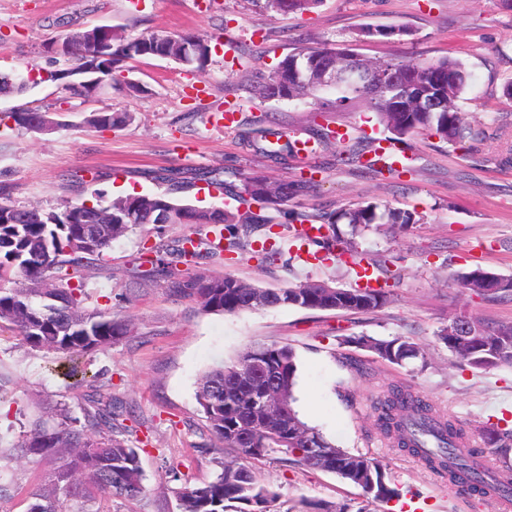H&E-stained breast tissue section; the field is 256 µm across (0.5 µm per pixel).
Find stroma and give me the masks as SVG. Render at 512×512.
Segmentation results:
<instances>
[{
  "label": "stroma",
  "instance_id": "stroma-1",
  "mask_svg": "<svg viewBox=\"0 0 512 512\" xmlns=\"http://www.w3.org/2000/svg\"><path fill=\"white\" fill-rule=\"evenodd\" d=\"M112 26L135 38L157 29L209 37L212 55L204 71L189 73L172 60L144 57L129 62L120 84L83 98L48 79V46L75 29ZM405 26L406 35H366V28ZM323 44L349 47L363 59L462 62L469 84L458 102L473 132L464 147L420 131L406 137L410 169L375 176L340 164L337 145L279 164L255 155L242 141L252 125L285 133L311 132L314 125L350 131L348 144L365 148L387 132L375 113L354 105L315 110L306 99L263 98L252 83L283 57ZM40 71L37 84L21 95L0 94V189L20 206L59 207L63 201L93 199L95 191L117 198L132 192H163L144 178L159 168L221 170L236 183L259 174L271 182L314 175L316 186L300 204L329 212L360 203L420 215L407 226L373 224L358 230L339 223L345 238L381 266L399 272L388 281L387 303L372 312L307 310L277 306L239 314L199 312L192 297L164 284L130 277L142 246L208 229L172 224L113 241L89 279V306L131 316L133 334L112 347L75 360L31 349L14 331H0V441L18 444L45 407L62 404L80 415L88 392L75 385L70 369L100 373L125 410L124 437L139 448L145 492L135 502L113 501L112 512H179L184 484L211 480L220 462L236 454L215 447L196 400L201 375L228 364L249 343L292 346L298 359L295 394L304 421L337 445L379 459L400 499H368L338 475L276 459L254 462L257 480L281 494L278 512H313L322 502L346 512H502L497 499L480 501L449 488L447 478L416 455L396 448L377 425L372 399L388 383L406 386L471 442L491 423L512 426V367L483 371L461 364L439 340L440 329L467 315L488 324L512 323V299L483 298L460 288L456 273L482 268L512 278V10L491 0H320L312 12H266L262 0H0V68ZM140 92L125 89V81ZM238 124L224 128L216 116L226 103ZM37 109L65 121L62 129L33 132L19 127L15 112ZM109 109L129 116L126 124L101 130L90 113ZM288 201V208H295ZM251 235L252 247L235 254L183 265L184 274L230 275L265 288H289L326 281L352 288L356 276L327 261L302 262L289 224ZM389 339L408 336L422 356L406 365L388 364L374 353L345 344L348 336ZM357 358L361 371L344 366ZM177 464L183 481L172 480ZM48 468L24 462L0 463V512H26L29 491L45 481Z\"/></svg>",
  "mask_w": 512,
  "mask_h": 512
}]
</instances>
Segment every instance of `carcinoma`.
Returning a JSON list of instances; mask_svg holds the SVG:
<instances>
[{"label":"carcinoma","instance_id":"1","mask_svg":"<svg viewBox=\"0 0 512 512\" xmlns=\"http://www.w3.org/2000/svg\"><path fill=\"white\" fill-rule=\"evenodd\" d=\"M320 0H264L268 12H310ZM68 47L61 53L62 67L50 72V78L63 83V88L79 96H89L116 80L129 60L141 57H164L179 65L202 71L211 56L210 40L204 36L173 35L156 30L138 38H127L113 29L97 26L72 32ZM392 66L404 84L393 97L381 100L356 83L344 84L328 106L343 110L365 103L376 112L391 137L387 142H400L420 130L429 131L446 142L464 139L466 126L457 101L466 90L469 74L458 60L445 57L429 63L393 60ZM375 62L364 61L348 47H311L284 57L255 85L266 98H307L322 87L319 72L336 68L369 69ZM432 83V94L442 98L446 107L438 112H418L412 102L421 85ZM28 82L16 81L12 74L0 72V93H22ZM15 123L27 130L41 131L46 126H61L46 112L27 109L14 113ZM126 118L110 110L92 113L87 123L95 128L116 127ZM282 140V134L269 128L242 133V140L257 155L286 162L298 151L290 139L272 145L268 137ZM386 148L366 152L350 150L341 161L374 173L392 168L387 163ZM146 177L168 185L175 191L191 178L224 191L238 202L233 210L200 208L174 201L169 194L127 195L112 200L102 190L94 191L95 203L86 200L65 201L59 210L39 206H17L0 202V324L15 330L23 341L36 350H46L70 357L91 356L120 341L132 331V320L116 317L106 309L87 306L88 275L97 266L112 241L134 233L148 224L162 230L166 224H195L213 228L215 239L198 240L192 252L185 242L174 239L147 248L152 253L151 268L136 269L132 276L143 282H161L174 294H186L205 313L237 314L251 311L246 297L263 287L245 283L229 275L222 277L198 274L183 277L178 265L186 256L209 260L224 250L231 252L237 242L221 247L224 227L236 226L247 236L259 227L276 224L262 211L274 209L290 198L310 194L313 181L295 180L275 184L261 176H246L239 184H226L214 169H198L192 176L176 168L145 172ZM344 220L352 228L371 224H415L421 217L408 211L381 207L369 202L339 212L313 215L304 209L289 213V223L311 225L318 230L315 237L296 233L305 245H315L310 253L316 260L347 257L351 266H360L365 257L355 247L339 239L334 224ZM488 271L476 268L456 276L460 287L476 295L512 296V285L494 291H482L480 282ZM268 307L293 306L308 310L375 311L387 302L389 292L371 284L357 288H337L327 282H304L279 290L266 289ZM375 353L383 361L402 366L418 357L414 342L402 336L377 339L353 336L344 340ZM265 361L288 388V412L275 427L263 425L254 415L250 402L240 396L246 389H259L262 378L240 382L226 373L234 368L246 371L256 360ZM461 359L477 370L503 365L512 366V324L480 325L471 336L469 348ZM295 350L289 345L251 343L230 365L207 371L199 380L196 398L205 415L216 445L237 453L234 463L219 462L220 472L209 482L187 487L179 494L181 512H273L280 493L259 483L252 461L280 456L285 463L299 464L338 475L360 487L365 495L387 503L401 497L392 485L385 467L374 457L351 453L336 446L320 430L307 425L296 409L294 389L298 379ZM91 394L81 410L83 418L59 409L60 421L53 427L38 417L31 422L25 439L11 448H0V460L27 459L51 461L50 480L30 492L26 512H110L109 501L120 498L135 500L145 492L144 474L139 449L118 439L114 432L116 406L112 395L101 393L91 384ZM380 429L394 440L397 447L422 456L432 470L448 477L463 494L487 498L512 494V468L490 479L479 463L483 450L502 457L512 452V429L491 428L482 438V448L470 446L462 428L455 421L439 415L434 407L399 384H391L373 402ZM301 424L332 450L326 461L314 460L307 452L308 439L295 433Z\"/></svg>","mask_w":512,"mask_h":512}]
</instances>
